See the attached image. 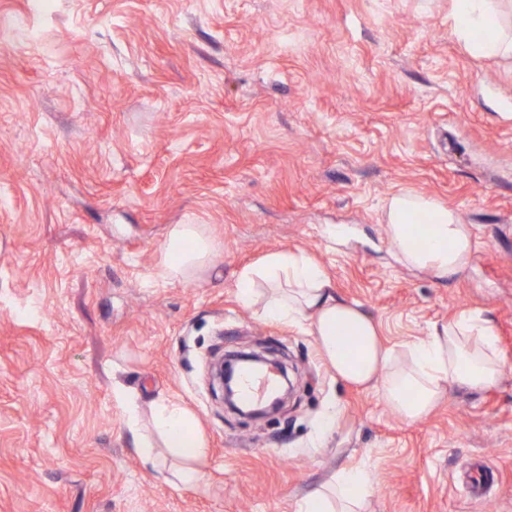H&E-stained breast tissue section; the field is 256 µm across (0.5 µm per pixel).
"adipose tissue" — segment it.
<instances>
[{"label":"adipose tissue","mask_w":512,"mask_h":512,"mask_svg":"<svg viewBox=\"0 0 512 512\" xmlns=\"http://www.w3.org/2000/svg\"><path fill=\"white\" fill-rule=\"evenodd\" d=\"M502 3L451 0L453 31L473 53L512 58V16L504 15ZM382 220L398 262L407 268L450 277L461 273L472 256L471 230L455 210L429 195L391 194L382 205ZM422 221L427 224L423 231L418 228ZM213 253L214 244L201 225H174L164 248L163 273L190 279ZM235 288L242 305L260 319L301 326L339 379L375 389L406 421L429 415L450 386L485 391L505 376L494 325L482 313L461 312L426 338L393 352L362 307L336 296L324 268L302 252L266 255L259 265L242 269ZM126 418L142 456L151 460L158 447L168 448L184 462L177 482L199 480L206 442L187 408L167 400L154 403L150 434L139 433L134 406H127ZM369 494L366 473L344 467L311 490L298 512H360Z\"/></svg>","instance_id":"ef3b65f1"}]
</instances>
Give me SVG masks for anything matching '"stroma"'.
Returning a JSON list of instances; mask_svg holds the SVG:
<instances>
[{"label": "stroma", "mask_w": 512, "mask_h": 512, "mask_svg": "<svg viewBox=\"0 0 512 512\" xmlns=\"http://www.w3.org/2000/svg\"><path fill=\"white\" fill-rule=\"evenodd\" d=\"M402 189L470 226L461 274L395 262L381 206ZM175 224L216 245L188 281L160 274ZM281 250L395 350L481 312L502 382L401 419L237 300ZM246 347L297 377L259 422L208 382ZM120 387L145 430L156 401L193 411L198 484L143 462ZM357 465L365 512H512V59L472 54L448 0H0V512H298Z\"/></svg>", "instance_id": "obj_1"}]
</instances>
